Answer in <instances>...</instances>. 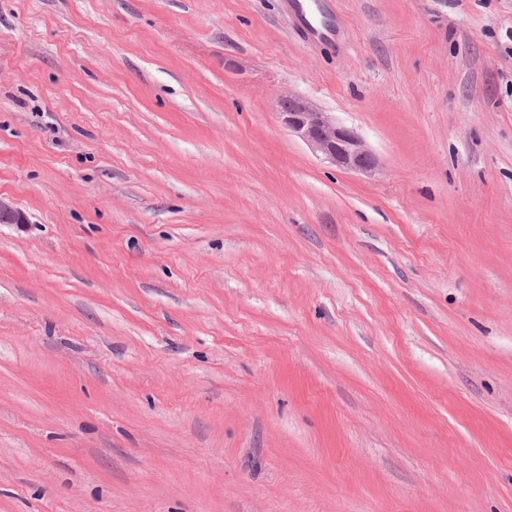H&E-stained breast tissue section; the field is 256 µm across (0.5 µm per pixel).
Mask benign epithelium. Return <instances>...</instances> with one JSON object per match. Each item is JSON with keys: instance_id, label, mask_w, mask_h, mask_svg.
<instances>
[{"instance_id": "obj_1", "label": "benign epithelium", "mask_w": 512, "mask_h": 512, "mask_svg": "<svg viewBox=\"0 0 512 512\" xmlns=\"http://www.w3.org/2000/svg\"><path fill=\"white\" fill-rule=\"evenodd\" d=\"M279 115L290 133L336 168L365 173L376 169L377 159L360 134L305 98L293 94L282 96ZM25 223V214L0 198V224Z\"/></svg>"}]
</instances>
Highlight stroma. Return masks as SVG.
<instances>
[{
	"label": "stroma",
	"instance_id": "1",
	"mask_svg": "<svg viewBox=\"0 0 512 512\" xmlns=\"http://www.w3.org/2000/svg\"><path fill=\"white\" fill-rule=\"evenodd\" d=\"M325 3L0 0V512H512V0ZM279 115L290 133L336 168L365 173L376 169L377 159L360 134L305 98L293 94L282 96Z\"/></svg>",
	"mask_w": 512,
	"mask_h": 512
}]
</instances>
